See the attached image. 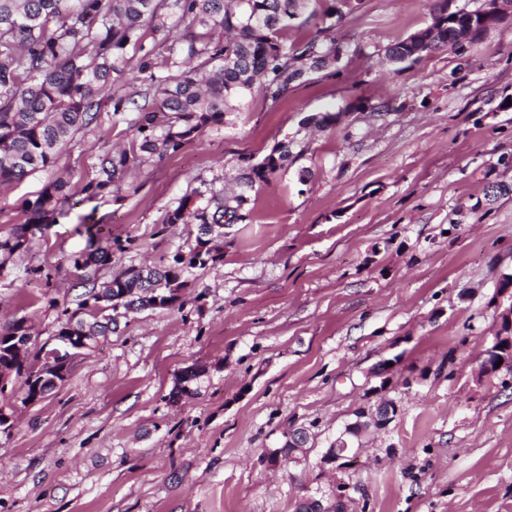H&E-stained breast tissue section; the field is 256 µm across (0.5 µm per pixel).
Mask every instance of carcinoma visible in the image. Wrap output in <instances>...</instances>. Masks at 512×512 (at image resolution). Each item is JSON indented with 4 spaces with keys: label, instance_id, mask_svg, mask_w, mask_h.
I'll list each match as a JSON object with an SVG mask.
<instances>
[{
    "label": "carcinoma",
    "instance_id": "carcinoma-1",
    "mask_svg": "<svg viewBox=\"0 0 512 512\" xmlns=\"http://www.w3.org/2000/svg\"><path fill=\"white\" fill-rule=\"evenodd\" d=\"M301 0H0V184L20 181L57 163L63 146L98 118L104 100L112 102L113 115L134 108V137L129 150L105 151L97 158V176L82 182L86 200L121 199L126 171L143 155L163 157L175 153L207 127L224 123L228 102L243 98L259 86L266 99L277 103L308 75L323 70L330 56L344 54L348 46L323 31L288 40ZM163 39L179 31L177 47L156 61L153 49L143 43L145 30ZM427 42L418 46L407 36L389 44L390 64L414 62L453 43L448 13L440 9L425 31ZM139 49L136 79L145 86V101L118 93L110 75L129 67L128 47ZM292 157L290 143L279 145L258 164L242 167L246 184L267 183ZM67 183L46 184L28 203L27 223L0 237V252L27 249L30 236L48 229L47 216L67 196ZM244 196L224 197L222 191L194 193L168 212L166 223L196 227L237 224ZM104 223L86 227L87 249L69 259L71 272L84 288L78 309L61 311L58 336H106L119 331L117 310L140 300L135 291L147 286L168 297L179 298L188 285L187 275L197 266L215 264L223 254L218 245L195 237L187 255L172 258L147 270L129 267L96 285L91 272L112 263V248L123 250L118 239H102ZM149 277L142 285V276ZM130 297L121 308L91 310L88 303L100 297ZM25 319L0 326V372L14 375L24 404L41 401L65 378L66 364L39 363L30 356Z\"/></svg>",
    "mask_w": 512,
    "mask_h": 512
}]
</instances>
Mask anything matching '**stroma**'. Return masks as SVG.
<instances>
[{
  "label": "stroma",
  "instance_id": "35a3bbf8",
  "mask_svg": "<svg viewBox=\"0 0 512 512\" xmlns=\"http://www.w3.org/2000/svg\"><path fill=\"white\" fill-rule=\"evenodd\" d=\"M481 2L361 0L333 31L340 60L279 104L233 101L222 124L132 168L121 201L80 194L101 151L133 140L108 101L54 168L0 185L4 236L47 183L70 182L49 229L0 253V325L25 318L33 352L78 307L69 258L87 216L125 246L102 283L193 243L194 225L164 221L193 191L242 193L250 209L172 307L129 314L43 401L11 399L0 512H293L338 494L347 512H512V369L478 374L512 273V13L463 49L384 61L435 10ZM285 141L297 160L243 188L244 160ZM188 367L199 376L172 399ZM382 394L397 418L322 465ZM298 427L306 461L269 467L265 451Z\"/></svg>",
  "mask_w": 512,
  "mask_h": 512
}]
</instances>
